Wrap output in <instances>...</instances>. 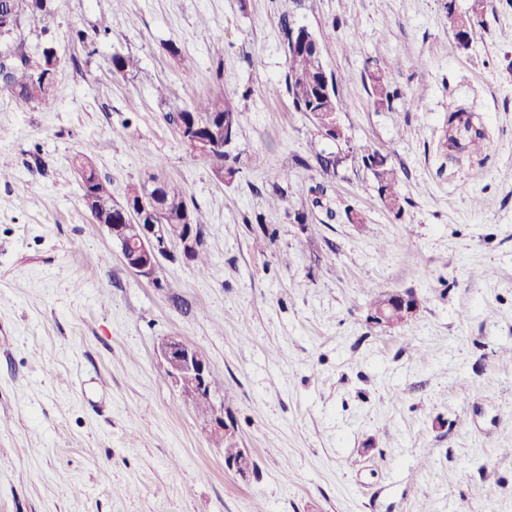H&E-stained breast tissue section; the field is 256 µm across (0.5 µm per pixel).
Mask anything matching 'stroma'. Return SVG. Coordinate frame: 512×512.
Returning <instances> with one entry per match:
<instances>
[{"mask_svg": "<svg viewBox=\"0 0 512 512\" xmlns=\"http://www.w3.org/2000/svg\"><path fill=\"white\" fill-rule=\"evenodd\" d=\"M444 3L296 0L347 105L338 146L283 88L281 0H54L22 18L10 51L35 64L51 43L61 62L48 100L0 98V512H512V0H455L465 50ZM116 54L138 69L100 80ZM221 94L239 111L230 183L167 120ZM460 107L485 147L452 159ZM88 142L114 200L158 161L205 213L209 269L159 271L176 294L128 270L85 210L72 159ZM367 149L400 172V216ZM327 182L297 224L292 201ZM258 215L276 231L262 250ZM406 291L411 319L368 321L374 294ZM171 336L205 357L248 480L171 386ZM446 9L448 13V24L455 40L460 48L467 49L471 40L472 25L465 27L462 24V18H458L454 9L453 0L446 2Z\"/></svg>", "mask_w": 512, "mask_h": 512, "instance_id": "35a3bbf8", "label": "stroma"}]
</instances>
